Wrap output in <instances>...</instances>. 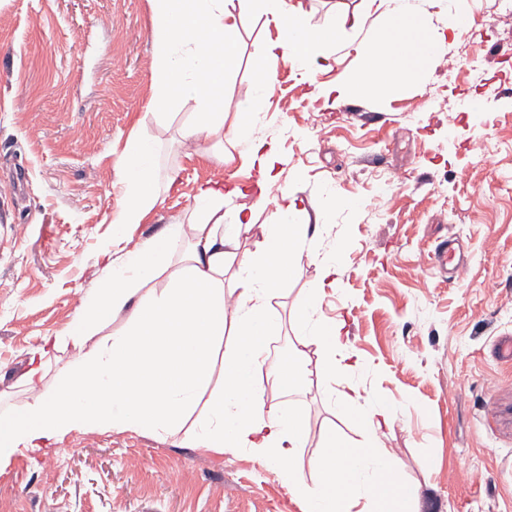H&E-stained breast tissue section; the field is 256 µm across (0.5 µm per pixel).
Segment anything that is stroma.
Returning a JSON list of instances; mask_svg holds the SVG:
<instances>
[{
	"label": "stroma",
	"mask_w": 512,
	"mask_h": 512,
	"mask_svg": "<svg viewBox=\"0 0 512 512\" xmlns=\"http://www.w3.org/2000/svg\"><path fill=\"white\" fill-rule=\"evenodd\" d=\"M503 6L471 0L445 52L455 77L436 62L403 88L356 100L324 93L353 63L362 36L352 30L331 67L306 81L277 61L272 90L255 98L254 55L278 30L249 13L238 22L239 64L224 79L225 124L263 113L250 137L273 146L278 184L313 227L300 267L270 301L272 338L282 353L296 346V308L332 258L321 314L342 324L349 356L335 378L306 374L293 396L279 370L262 366L264 402L302 411L309 435L295 456L306 463L329 428L359 435L338 393L397 403L379 438L396 478L417 488L418 512H512V364L495 355L512 336V27L499 23ZM479 28L490 42L473 41ZM151 29L150 0H0V413L28 402L33 354L44 389L54 388L75 351L44 339L67 335L109 249L188 222L200 188L228 181L249 187L254 212L237 254L255 251L273 220L275 205L252 194L258 170L239 149L185 143L194 102L152 114ZM473 54L487 61L478 75ZM135 135L157 148L160 201L120 228L111 216ZM388 169L407 180L386 203L375 177ZM443 178L438 198L431 190ZM447 237L468 263L458 281L433 266ZM223 382L218 360L174 432L74 433L51 456L17 454L0 466V512H307L249 449L195 447Z\"/></svg>",
	"instance_id": "stroma-1"
}]
</instances>
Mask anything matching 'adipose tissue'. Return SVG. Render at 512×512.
<instances>
[{
    "label": "adipose tissue",
    "instance_id": "adipose-tissue-1",
    "mask_svg": "<svg viewBox=\"0 0 512 512\" xmlns=\"http://www.w3.org/2000/svg\"><path fill=\"white\" fill-rule=\"evenodd\" d=\"M155 57L152 110L177 100L196 104L188 140L205 138L220 146L247 138L261 122L246 113L232 127L215 96L239 59L238 21L244 14H271L277 40L257 54V93H267L273 65L288 61L311 77L331 58L344 26L317 29L307 22L297 0H151ZM432 0H365L366 9L386 6L387 25L367 35L357 49L355 66L342 75L335 91L342 97H368L406 85L424 72L447 45L449 32L470 11V0H454L444 27L432 28ZM123 194L114 213L118 224H138L157 202L156 149L148 139L130 138L123 159ZM224 194L200 190L189 225L170 224L149 242L125 249L109 261L95 291L82 301L69 339L78 351L52 391L41 389V367L30 368L25 384L31 400L19 415L0 422V463L20 451L47 454L75 432L115 428L159 434L180 427L210 384L215 351L227 322L236 326V342L224 354V389L210 412L217 425L197 439L201 448H247L276 469L307 512H417L418 492L394 481L395 461L383 449L378 430L393 417V406L370 395L345 396L340 406L356 416L361 440L336 431L324 438L314 463L316 478L307 481L294 449L304 447L309 429L296 407H268L255 383L265 361L267 338L276 327L269 301L302 259L310 230L300 223L296 200L278 207L255 253L241 257L240 292L234 310L224 301L225 249L253 223V212L239 206L223 215ZM190 240L189 265L172 286L142 294L145 283L162 273L182 240ZM336 273L335 260L323 262L322 279L308 288L295 316L298 345L288 355L284 380L296 390L302 379L306 347L321 353L318 375L330 378L343 368L340 324L319 315L324 279ZM130 310L128 325L111 338L90 344L113 317Z\"/></svg>",
    "mask_w": 512,
    "mask_h": 512
}]
</instances>
